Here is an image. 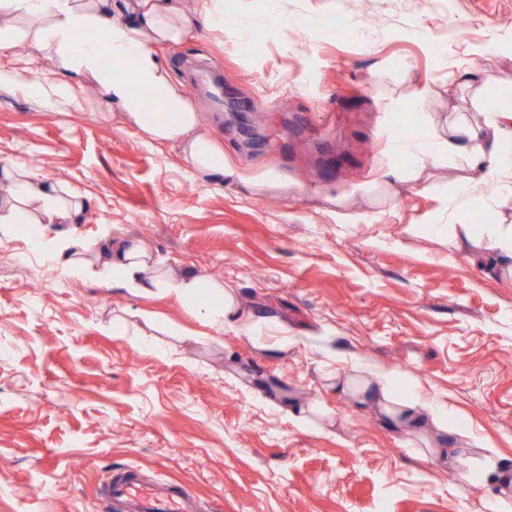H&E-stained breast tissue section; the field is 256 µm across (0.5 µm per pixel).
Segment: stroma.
<instances>
[{
	"instance_id": "35a3bbf8",
	"label": "stroma",
	"mask_w": 512,
	"mask_h": 512,
	"mask_svg": "<svg viewBox=\"0 0 512 512\" xmlns=\"http://www.w3.org/2000/svg\"><path fill=\"white\" fill-rule=\"evenodd\" d=\"M224 7L250 42L201 22L157 52L234 163L283 189L190 176L98 83L30 46L0 47V65L26 67L0 83V161L84 197L73 234L144 239L301 343L259 349L177 296L70 277L20 237L1 245L0 512H109L102 489L129 465L189 488L200 512H483L485 487L448 480L446 457L333 378L352 352L414 378L512 465V273L428 230L457 223L466 198L471 223L512 224V195L468 188L456 157L419 183L381 179L407 168L389 145L418 113L476 120L512 103V0ZM276 11L303 26L268 27ZM217 80L233 106L209 97ZM52 84L73 99L47 98ZM314 403L327 415L289 417Z\"/></svg>"
}]
</instances>
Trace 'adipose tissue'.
Returning a JSON list of instances; mask_svg holds the SVG:
<instances>
[{
	"label": "adipose tissue",
	"mask_w": 512,
	"mask_h": 512,
	"mask_svg": "<svg viewBox=\"0 0 512 512\" xmlns=\"http://www.w3.org/2000/svg\"><path fill=\"white\" fill-rule=\"evenodd\" d=\"M198 2V11L193 12L188 0H123L122 12L116 15L112 0H0V14L26 20L21 38L49 53L58 70L81 72L103 85L113 106L148 143L179 148L191 175L219 183L230 179L248 188L274 185L272 176L244 175L223 144L203 130L195 105L182 85L169 80L155 51L156 45L183 40L198 20H206L215 30L235 24V16L225 13L223 0ZM106 52L113 61L108 72L99 64ZM149 97L155 108H147ZM417 127L416 136L399 148L410 161L409 169H390V176L420 179L448 155L464 161L468 181L476 188L493 189L497 180L512 175V107L478 123L460 112L444 118L423 112ZM0 183L7 186L6 197L0 199V236L8 240L18 224L80 223L88 207L84 198L8 163L0 165ZM27 244L71 277L103 276L133 295L176 294L201 311L211 327L234 329L254 345H262L265 332L274 327L267 319L241 317L232 286L190 271L173 272L141 239L107 235L89 242L71 235L57 240L36 232ZM349 364L350 373L336 380L338 389L351 392L359 405L377 408L396 426L431 427L430 452L440 453L446 435L459 436L462 444L451 456L452 467L463 480L483 482L488 495L482 505L488 512H512V468L503 463L492 442L474 435L449 411L447 402L423 394L392 369L359 355Z\"/></svg>",
	"instance_id": "ef3b65f1"
}]
</instances>
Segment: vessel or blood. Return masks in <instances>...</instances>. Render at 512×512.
<instances>
[{
  "mask_svg": "<svg viewBox=\"0 0 512 512\" xmlns=\"http://www.w3.org/2000/svg\"><path fill=\"white\" fill-rule=\"evenodd\" d=\"M110 502L123 512H197L195 497L186 489L170 485L160 477H144L127 467L112 474L108 484Z\"/></svg>",
  "mask_w": 512,
  "mask_h": 512,
  "instance_id": "obj_1",
  "label": "vessel or blood"
}]
</instances>
